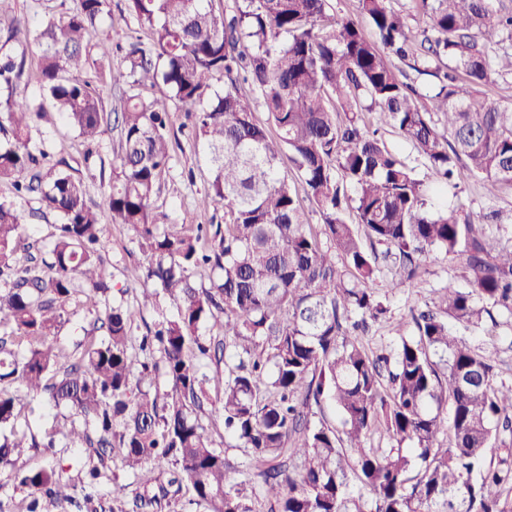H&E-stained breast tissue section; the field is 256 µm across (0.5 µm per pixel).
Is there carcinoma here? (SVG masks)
I'll return each instance as SVG.
<instances>
[{"mask_svg":"<svg viewBox=\"0 0 512 512\" xmlns=\"http://www.w3.org/2000/svg\"><path fill=\"white\" fill-rule=\"evenodd\" d=\"M111 0H74L38 24L10 20L17 55L0 56V182L18 201H0V461L25 448H53L16 429L10 381L70 410L72 444L116 450L138 478L139 512H163L183 488L206 512H512V383L467 338L512 315V246L485 225L512 226V209L478 218L437 206V188L370 129L366 115L410 142L443 186L478 178L488 195L512 191V103L481 92L495 74H512V11L494 0H415L426 26L412 32L388 0H357L359 18L327 12V0H126L129 18L150 33L134 40L129 22L90 45V29ZM39 59L36 89L16 95L28 52ZM122 53L120 62L114 54ZM437 80L431 107L400 78L388 55ZM96 70L129 86L114 124L120 129L108 185L91 204L82 179L51 164L33 144L46 106L85 142L107 132ZM224 89L207 95L209 80ZM247 84L265 121L257 120ZM164 88L191 119L211 176L201 212L224 210V223L172 224L157 198L169 170L171 116L145 92ZM444 119L439 129L433 115ZM288 158L295 177L281 170ZM316 206L321 234L309 229L297 187ZM353 195H347V189ZM59 217L42 252L21 202ZM134 229L147 256L135 307L94 311L103 338L68 352L51 340L76 287L90 297L109 289L101 259L102 218ZM393 258L391 287L409 286L423 256L456 260L469 289H441L434 308L412 315L415 334L394 326L398 345L375 355L362 344L371 322L387 319L386 296L372 288L378 268L363 239ZM218 273L210 287L191 271ZM177 318L147 328L139 353L131 328L159 293ZM208 319L224 339L199 336ZM24 343L15 353L7 343ZM159 352L161 363L150 361ZM224 364L225 428L250 458L241 479L199 423L207 400L201 360ZM164 375L170 390L154 381ZM331 402L336 428L312 420ZM451 410L449 419L442 418ZM389 448H371L376 430ZM503 448L494 462L488 450ZM171 460L162 481L152 476ZM368 491L353 495L350 477ZM28 489L20 512H67L69 484L55 467L21 470Z\"/></svg>","mask_w":512,"mask_h":512,"instance_id":"carcinoma-1","label":"carcinoma"}]
</instances>
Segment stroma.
Instances as JSON below:
<instances>
[{
  "label": "stroma",
  "instance_id": "35a3bbf8",
  "mask_svg": "<svg viewBox=\"0 0 512 512\" xmlns=\"http://www.w3.org/2000/svg\"><path fill=\"white\" fill-rule=\"evenodd\" d=\"M41 129L48 138V149L54 159H65L77 169L83 178L89 200L100 198V164L111 161L112 149L117 145L116 131H108L101 143L93 148H86L76 133L63 125L56 112H47L41 121ZM210 178V170L205 163L202 151L193 140L189 130L183 129L176 135V144L172 151L170 170L162 188L161 199L171 222L177 224H200L204 218L195 207V201L204 191ZM449 206L463 207L465 211L479 213L492 208L512 209V194L503 193L498 197H489L481 182L468 179L460 188L448 189L446 193ZM105 248L102 252L104 265L112 275L111 288L106 295L89 298L82 290H75L66 306L67 313L57 331V340L66 347H73L79 341L101 339L102 334L94 330L90 311L92 307L130 306L138 292L144 286V256L139 249L134 232L123 225L108 224L104 227ZM378 254L379 274L376 288L386 294L391 305L393 319L406 322L410 319L411 308L424 306L437 295L441 288L455 286L466 288L467 282L460 269L440 253H431L413 285L410 288H389L387 270L389 261L382 255V246H375ZM497 327V340L488 343L485 337H478L476 345L495 365L502 379L512 382V315L498 311L494 314ZM18 429L41 434L44 428L52 424L64 425L70 421L67 409L49 408L44 398L27 392L23 387H16ZM210 404L205 405L200 415L202 424L207 428L226 457L244 470L249 460L243 449L232 436L225 434L224 421L215 413L213 405L223 396L222 391L210 389ZM64 469L75 486L76 499L92 495L95 505L111 507L112 485H125L127 494H134L139 484L133 473L115 470L111 456L100 457L92 449L73 446L68 440L57 442L54 455H46L42 449H26L17 464H0V512H15L17 504L26 497V488L20 486L17 469H38L47 465ZM96 466L106 477L94 488L87 489L81 484V473L88 467ZM116 473V480H109V473Z\"/></svg>",
  "mask_w": 512,
  "mask_h": 512
}]
</instances>
